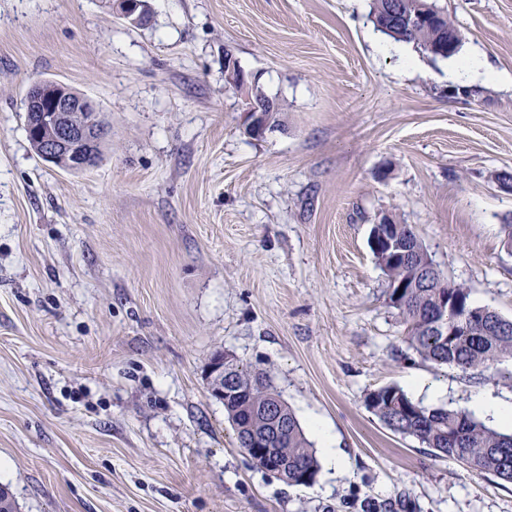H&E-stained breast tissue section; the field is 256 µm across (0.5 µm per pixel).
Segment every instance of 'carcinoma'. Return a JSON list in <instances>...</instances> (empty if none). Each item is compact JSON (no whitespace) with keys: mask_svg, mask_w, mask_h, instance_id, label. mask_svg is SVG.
<instances>
[{"mask_svg":"<svg viewBox=\"0 0 512 512\" xmlns=\"http://www.w3.org/2000/svg\"><path fill=\"white\" fill-rule=\"evenodd\" d=\"M424 5L438 8L442 20L429 27L412 24L410 17ZM388 6V0H372L370 14L376 27L397 41L416 44L435 59L456 33L444 9L430 0H402V17L393 24L388 22ZM370 236L375 240L370 250L388 279L389 304L422 359L465 374L492 375L497 365L512 358V320L475 303L467 286L448 280L411 225L375 224ZM224 384V411L238 442L266 440V455L278 465L280 480L289 485L313 482L319 470L314 449L268 373L234 360L225 371ZM271 406L286 433H270ZM365 406L391 431L416 439L436 456L512 483V434L499 432L464 410L426 406L397 386L371 391Z\"/></svg>","mask_w":512,"mask_h":512,"instance_id":"carcinoma-1","label":"carcinoma"}]
</instances>
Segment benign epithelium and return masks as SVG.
I'll use <instances>...</instances> for the list:
<instances>
[{
    "label": "benign epithelium",
    "mask_w": 512,
    "mask_h": 512,
    "mask_svg": "<svg viewBox=\"0 0 512 512\" xmlns=\"http://www.w3.org/2000/svg\"><path fill=\"white\" fill-rule=\"evenodd\" d=\"M119 15L128 23L144 25L148 21L146 0H115ZM224 67L234 71L238 80L234 87L243 91L248 101L245 112L246 127L255 133L265 132L262 125L263 112L273 108V101L265 104L253 101L251 91L254 81L242 70L233 56H224ZM27 111L43 112L49 110L53 115L45 123L28 124L27 129H36L37 140L41 142L40 153L51 161L73 149L78 150L74 170H83L96 164L99 156L96 146L106 136V130L88 129L72 124L70 116L74 112H93V102L83 95L73 94L62 85H53L45 81H36L26 95ZM230 360L228 354L218 352L206 369V378L210 382L211 395L220 402L224 401V365Z\"/></svg>",
    "instance_id": "7a95c632"
}]
</instances>
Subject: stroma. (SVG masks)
<instances>
[{
	"mask_svg": "<svg viewBox=\"0 0 512 512\" xmlns=\"http://www.w3.org/2000/svg\"><path fill=\"white\" fill-rule=\"evenodd\" d=\"M460 58L391 50L370 0H0V484L19 512H512V484L439 458L367 393L440 386L471 410L494 378L410 348L368 245L411 225L449 280L512 319V0H436ZM282 106L258 140L224 54ZM52 79L108 135L82 171L43 161L25 98ZM266 370L308 439L344 460L291 486L240 448L205 377ZM119 15L128 23L145 25L148 21L147 1L144 0H115Z\"/></svg>",
	"mask_w": 512,
	"mask_h": 512,
	"instance_id": "obj_1",
	"label": "stroma"
}]
</instances>
